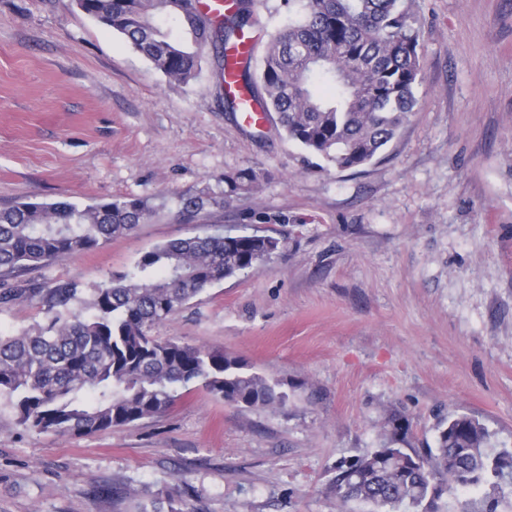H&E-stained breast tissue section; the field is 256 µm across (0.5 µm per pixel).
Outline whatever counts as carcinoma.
<instances>
[{
  "label": "carcinoma",
  "instance_id": "obj_1",
  "mask_svg": "<svg viewBox=\"0 0 512 512\" xmlns=\"http://www.w3.org/2000/svg\"><path fill=\"white\" fill-rule=\"evenodd\" d=\"M103 27L123 35L156 69L178 83L195 77L205 50L224 74L226 46L251 33L266 0H235L228 13L208 15L197 0H77ZM288 26L271 35L262 64L237 69V82L259 111L276 114L289 140L338 169L371 162L417 105L422 65L420 32L407 0H281ZM173 20L176 38L163 28ZM324 86L316 95L313 80ZM263 92H258V89ZM261 173L247 167L224 176V189L185 203L198 213L251 194ZM153 209L140 198L79 206L68 201L20 202L0 210V277L18 276L82 254L146 222ZM279 238L256 239L208 230L159 244L132 268L106 275L91 298L74 282L44 294L49 321L0 336V396L17 422L38 432L91 434L154 417L178 391L200 383L215 396L246 407L282 404L277 384L245 371L236 357L152 336L191 299L277 252ZM73 303L84 305L74 311ZM378 448L336 465L328 490L336 501H360L370 512L425 509L457 489L487 485L480 505L462 512H498L512 499V451H486L490 437L464 414L439 422L435 447L409 448L411 424L388 410Z\"/></svg>",
  "mask_w": 512,
  "mask_h": 512
}]
</instances>
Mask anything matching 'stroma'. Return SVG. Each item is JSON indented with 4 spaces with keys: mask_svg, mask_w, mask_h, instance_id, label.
<instances>
[{
    "mask_svg": "<svg viewBox=\"0 0 512 512\" xmlns=\"http://www.w3.org/2000/svg\"><path fill=\"white\" fill-rule=\"evenodd\" d=\"M423 80L399 134L339 170L224 107L212 54L170 80L76 0H0V209L140 198L131 233L25 271L91 290L154 246L216 225L283 247L157 325L278 382L285 404L225 403L201 384L164 412L89 435L18 425L0 397V512H369L326 486L377 448L388 408L411 445L466 414L512 449V0H408ZM254 167L235 207L186 199ZM39 299L0 304V334L44 323Z\"/></svg>",
    "mask_w": 512,
    "mask_h": 512,
    "instance_id": "obj_1",
    "label": "stroma"
}]
</instances>
